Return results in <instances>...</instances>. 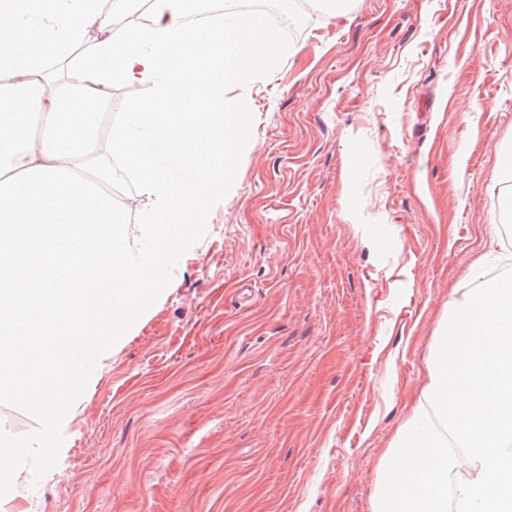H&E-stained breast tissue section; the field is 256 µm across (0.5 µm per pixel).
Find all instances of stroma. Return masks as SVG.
<instances>
[{
	"label": "stroma",
	"instance_id": "35a3bbf8",
	"mask_svg": "<svg viewBox=\"0 0 512 512\" xmlns=\"http://www.w3.org/2000/svg\"><path fill=\"white\" fill-rule=\"evenodd\" d=\"M236 186L0 512H371L449 299L503 253L512 0L310 7Z\"/></svg>",
	"mask_w": 512,
	"mask_h": 512
}]
</instances>
